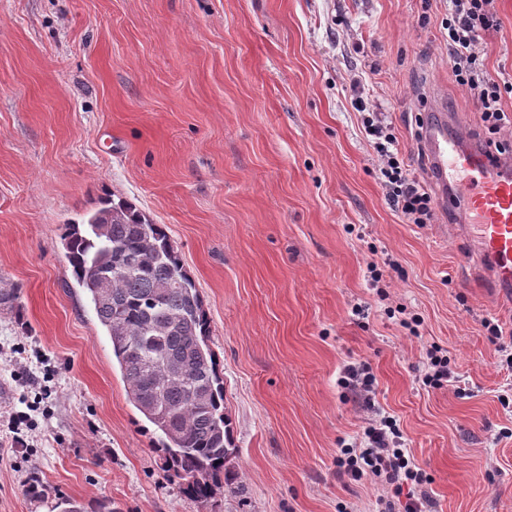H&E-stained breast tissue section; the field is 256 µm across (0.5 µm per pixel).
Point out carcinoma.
<instances>
[{"label": "carcinoma", "mask_w": 512, "mask_h": 512, "mask_svg": "<svg viewBox=\"0 0 512 512\" xmlns=\"http://www.w3.org/2000/svg\"><path fill=\"white\" fill-rule=\"evenodd\" d=\"M66 257L105 329L130 404L153 427L163 477L203 509L232 482L224 377L209 344L203 300L166 226L134 203L102 198L65 225ZM58 512H121L110 500L88 511L69 498Z\"/></svg>", "instance_id": "cac0c4a2"}]
</instances>
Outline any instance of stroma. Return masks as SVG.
Here are the masks:
<instances>
[{
  "instance_id": "stroma-1",
  "label": "stroma",
  "mask_w": 512,
  "mask_h": 512,
  "mask_svg": "<svg viewBox=\"0 0 512 512\" xmlns=\"http://www.w3.org/2000/svg\"><path fill=\"white\" fill-rule=\"evenodd\" d=\"M485 65L512 80V0ZM446 0H0V411L34 405L26 447L0 426V512L58 498L122 512H375L342 445L396 422L430 512H512V388L481 291L440 218L407 224L380 183L353 81L426 178L417 120L432 89L482 140L459 86ZM166 225L224 374L234 488L207 510L158 469L61 236L101 197ZM441 348L458 388L423 385ZM375 377L373 406L345 365ZM39 477L41 496L29 492ZM339 384L350 390V392L359 394L369 399L373 391L374 378L371 376L368 368L361 364H348L345 366L342 376L339 378Z\"/></svg>"
}]
</instances>
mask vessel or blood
Returning <instances> with one entry per match:
<instances>
[{
    "label": "vessel or blood",
    "instance_id": "vessel-or-blood-1",
    "mask_svg": "<svg viewBox=\"0 0 512 512\" xmlns=\"http://www.w3.org/2000/svg\"><path fill=\"white\" fill-rule=\"evenodd\" d=\"M421 139L442 223L472 241L471 271L482 286L512 297V152L463 132L439 93Z\"/></svg>",
    "mask_w": 512,
    "mask_h": 512
}]
</instances>
